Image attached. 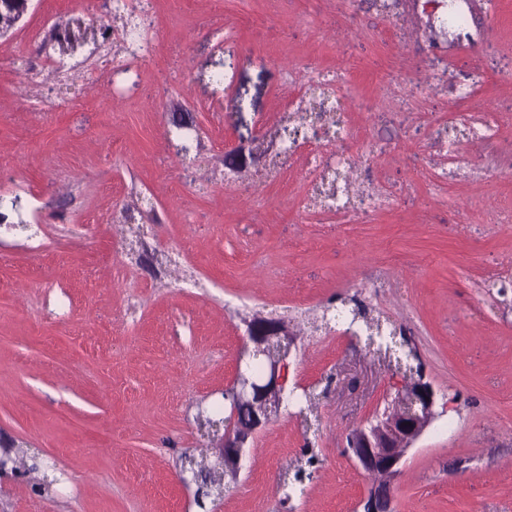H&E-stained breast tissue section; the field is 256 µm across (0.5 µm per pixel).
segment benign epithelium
Wrapping results in <instances>:
<instances>
[{"label":"benign epithelium","instance_id":"obj_1","mask_svg":"<svg viewBox=\"0 0 512 512\" xmlns=\"http://www.w3.org/2000/svg\"><path fill=\"white\" fill-rule=\"evenodd\" d=\"M246 342L243 349L266 357L262 371L238 368L234 388L227 394L223 423L201 431L218 445L216 468L223 476L237 477L241 470L244 448L248 440L278 413L283 403L288 379V358L294 346L293 333L283 319H263L246 322ZM246 400L253 408L250 422L243 424L237 416L236 403ZM402 403L404 411L385 409L346 436V448L351 458L367 473H382L383 484L372 487L364 500V512H389L392 487L390 479L404 466L406 451L424 434L436 418L435 392L420 381L397 390L392 405Z\"/></svg>","mask_w":512,"mask_h":512}]
</instances>
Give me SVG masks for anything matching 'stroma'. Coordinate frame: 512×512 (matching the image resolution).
Here are the masks:
<instances>
[{
  "instance_id": "35a3bbf8",
  "label": "stroma",
  "mask_w": 512,
  "mask_h": 512,
  "mask_svg": "<svg viewBox=\"0 0 512 512\" xmlns=\"http://www.w3.org/2000/svg\"><path fill=\"white\" fill-rule=\"evenodd\" d=\"M32 0L0 39V158L17 204L0 232V512H288L282 476L317 453L290 512H362L373 481L344 451L397 387L424 378L438 418L405 454L392 512H512V0H468L465 25L422 34L429 0ZM82 18L59 56L51 29ZM139 26L123 66L114 31ZM334 89L349 156L387 198L358 215L314 195L333 145L300 123L279 167L255 150L312 76ZM179 250L201 285L157 284L114 255L120 226ZM137 297L136 309L127 306ZM360 307L400 329L421 372L314 330ZM285 317L305 414L273 417L221 493L183 482L214 457L199 409L232 385L245 319Z\"/></svg>"
}]
</instances>
